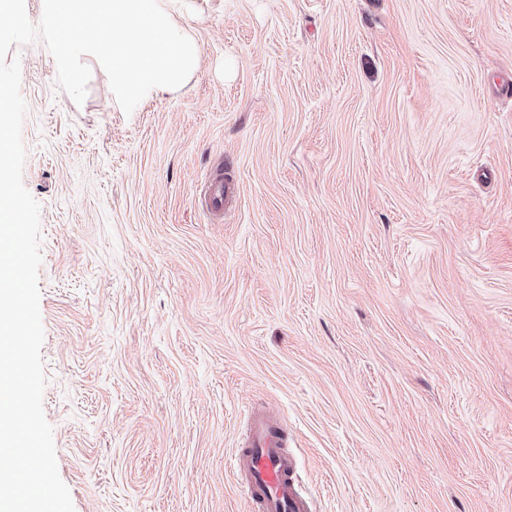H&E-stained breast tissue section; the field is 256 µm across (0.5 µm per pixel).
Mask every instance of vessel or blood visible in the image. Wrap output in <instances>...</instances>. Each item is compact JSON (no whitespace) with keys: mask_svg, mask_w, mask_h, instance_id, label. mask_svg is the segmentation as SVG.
<instances>
[{"mask_svg":"<svg viewBox=\"0 0 512 512\" xmlns=\"http://www.w3.org/2000/svg\"><path fill=\"white\" fill-rule=\"evenodd\" d=\"M235 188L223 174L206 180V206L221 211ZM230 466L243 476V488L259 512H310L307 498L295 480V462L285 449V438L273 416H254L244 447L232 455Z\"/></svg>","mask_w":512,"mask_h":512,"instance_id":"1","label":"vessel or blood"}]
</instances>
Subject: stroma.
Instances as JSON below:
<instances>
[{
    "label": "stroma",
    "instance_id": "obj_1",
    "mask_svg": "<svg viewBox=\"0 0 512 512\" xmlns=\"http://www.w3.org/2000/svg\"><path fill=\"white\" fill-rule=\"evenodd\" d=\"M125 113L20 59L23 184L75 512H251L280 417L312 512H512V0H182ZM236 187L221 220L206 174Z\"/></svg>",
    "mask_w": 512,
    "mask_h": 512
}]
</instances>
